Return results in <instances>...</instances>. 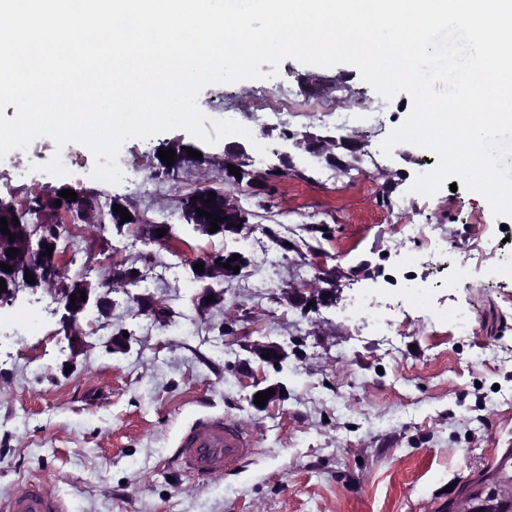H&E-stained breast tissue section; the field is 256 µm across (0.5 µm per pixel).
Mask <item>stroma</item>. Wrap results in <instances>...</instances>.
<instances>
[{
	"mask_svg": "<svg viewBox=\"0 0 512 512\" xmlns=\"http://www.w3.org/2000/svg\"><path fill=\"white\" fill-rule=\"evenodd\" d=\"M261 70L265 79L211 85L198 98L208 117L232 112L250 130L253 170L275 164L285 132L353 137L358 151L336 149V165L296 159L260 194L238 193L250 214L243 235L208 238L184 225L180 202L200 171L223 186L224 145H203L206 167L192 162L169 176L157 148L192 143L183 130L122 146L148 179L145 193L93 179L87 150L65 177L32 171L0 182V197L18 203L70 185L174 227L162 248L131 227L106 229L144 279L84 325L81 351L70 348L45 291L20 289L0 307L4 325L29 309L41 316L37 330L0 342V499L35 482L65 512H443L512 446V219L495 218L462 188L411 192L436 155L402 144L380 151L409 114L407 93L384 101L348 64L288 59ZM259 90L289 96L301 117L269 125L254 105ZM369 178L391 188V208L351 190ZM407 220L436 229L447 252L410 265L417 244L400 229ZM241 248L250 265L225 285L223 309L199 307L189 261ZM319 259L336 271V299L305 315L287 291L312 280ZM460 265L465 280L449 284ZM138 296L154 299L161 319L140 314ZM447 311L469 319L468 333L452 331ZM375 312L388 329L369 325ZM123 331L128 353L111 354ZM246 339H286L297 353L278 370L247 352ZM277 381L284 399L255 409V384ZM210 414L235 421L256 451L235 472L200 478L173 453L182 430Z\"/></svg>",
	"mask_w": 512,
	"mask_h": 512,
	"instance_id": "obj_1",
	"label": "stroma"
}]
</instances>
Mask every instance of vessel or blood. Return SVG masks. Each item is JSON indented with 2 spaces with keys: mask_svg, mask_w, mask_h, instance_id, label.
I'll list each match as a JSON object with an SVG mask.
<instances>
[{
  "mask_svg": "<svg viewBox=\"0 0 512 512\" xmlns=\"http://www.w3.org/2000/svg\"><path fill=\"white\" fill-rule=\"evenodd\" d=\"M254 452L253 439L224 415L197 419L178 438L177 458L189 472L215 476L229 473ZM58 501L45 498L38 487H31L20 498L0 502V512H60Z\"/></svg>",
  "mask_w": 512,
  "mask_h": 512,
  "instance_id": "b4317fda",
  "label": "vessel or blood"
}]
</instances>
